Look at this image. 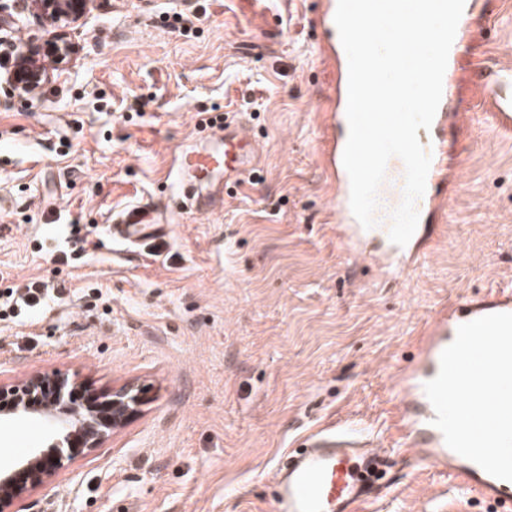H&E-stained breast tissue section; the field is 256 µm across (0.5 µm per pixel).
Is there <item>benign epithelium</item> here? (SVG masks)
Returning a JSON list of instances; mask_svg holds the SVG:
<instances>
[{
    "label": "benign epithelium",
    "instance_id": "benign-epithelium-1",
    "mask_svg": "<svg viewBox=\"0 0 512 512\" xmlns=\"http://www.w3.org/2000/svg\"><path fill=\"white\" fill-rule=\"evenodd\" d=\"M51 31L48 37L28 42L22 55L25 63L14 66L6 83L18 96L37 91L49 74L35 67L37 59L49 49L58 58L69 52V35L61 22L73 23L89 12L93 0H34ZM144 388L126 382L111 390L90 393L68 371L35 374L11 386H0V414L26 419L45 414L55 428V437L44 448L32 450L22 462L0 467V512L35 489L50 483L56 473L77 456L91 451L127 424L145 405Z\"/></svg>",
    "mask_w": 512,
    "mask_h": 512
}]
</instances>
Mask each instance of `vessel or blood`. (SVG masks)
Segmentation results:
<instances>
[{
    "instance_id": "vessel-or-blood-1",
    "label": "vessel or blood",
    "mask_w": 512,
    "mask_h": 512,
    "mask_svg": "<svg viewBox=\"0 0 512 512\" xmlns=\"http://www.w3.org/2000/svg\"><path fill=\"white\" fill-rule=\"evenodd\" d=\"M326 60L336 67L333 126L338 130L330 140L325 158L336 184V236L348 247L377 237L386 239L391 213L403 197L405 167L400 158H391L386 180L378 193L377 224L364 229L350 208V181L342 156L349 127L346 117L348 61L343 48L326 52ZM448 105L440 103L430 136L423 148L431 155L426 190L417 201L419 223L410 241L402 247L388 243L376 262L387 279L401 276L407 265L418 263L435 241L441 208L437 190L448 177ZM257 167V143L229 122L211 125L203 143L180 149L172 168L174 183L182 193L194 195L198 208L221 200L227 184L251 175ZM165 222L153 203H139L120 212L109 226L113 246L125 247L163 238ZM494 313H512V290L496 288L480 298H469L435 310L419 337L413 361L401 369L395 380L399 398L401 446L417 455L428 467L448 474L461 490L477 491L497 503L501 512H512V482L497 479L472 461L455 453L433 424L434 409L424 385L440 367V355L456 337L460 325ZM396 449L377 450L372 438L353 426H332L308 436L299 451L282 457L273 472L274 493L271 512H362V506L379 494L370 474L388 468Z\"/></svg>"
}]
</instances>
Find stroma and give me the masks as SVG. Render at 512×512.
I'll return each instance as SVG.
<instances>
[{"mask_svg":"<svg viewBox=\"0 0 512 512\" xmlns=\"http://www.w3.org/2000/svg\"><path fill=\"white\" fill-rule=\"evenodd\" d=\"M322 0H96L72 61L34 97L0 71V275L65 284L36 319L0 320V384L54 370L148 401L100 448L33 491L22 512H268L272 471L300 436L368 425L398 442L397 371L438 305L512 288V135L491 130L481 74L512 98V0H472L456 67L469 110L449 130L451 210L426 260L382 278L336 237L323 152L331 69ZM179 14L187 32L174 30ZM244 122L257 179L200 214L170 189L173 153L204 118ZM152 199L163 246L114 254L113 213ZM94 243L67 266L71 224ZM53 435L0 418V465ZM366 512H496L406 455Z\"/></svg>","mask_w":512,"mask_h":512,"instance_id":"1","label":"stroma"}]
</instances>
